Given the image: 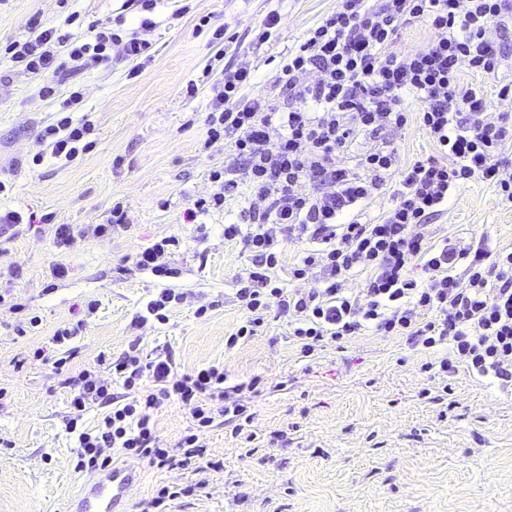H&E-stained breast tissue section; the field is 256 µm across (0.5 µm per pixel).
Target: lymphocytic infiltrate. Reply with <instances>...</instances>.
<instances>
[{"mask_svg":"<svg viewBox=\"0 0 512 512\" xmlns=\"http://www.w3.org/2000/svg\"><path fill=\"white\" fill-rule=\"evenodd\" d=\"M413 20L424 22L433 39L421 50H394L400 28ZM493 27L499 38L490 37ZM511 39L512 0H341L289 50L270 93L247 94L248 68L224 73L213 89L207 141H224L240 164L211 171L221 191L196 198L183 221L223 209L227 192L248 187L244 224L224 227L225 240H243L251 254L250 266L235 279L245 320L228 336L227 348L255 336L273 310L287 318L288 335L304 358L371 329L427 355L422 370L450 378L463 365L512 385V251L492 249L484 238L460 247L423 231L452 193L472 181L492 184L501 205H512V177L501 171V156L512 145V85H500L494 109L484 86L460 81L464 67L496 75ZM116 45L128 60L152 48L139 30L103 27L72 42L36 20L26 41L6 49L25 72L42 78L39 94L47 98L59 91L56 74L111 63ZM410 100L418 112L407 109ZM412 117L434 152L402 169L386 135ZM91 132V124L74 122L67 109L40 141L51 157L71 162L84 153ZM361 138L370 148L347 162ZM387 193L392 206L376 221H364L366 205ZM286 242L305 246L291 278L313 279L315 288L291 289L279 278ZM359 274L363 288H346ZM97 360L111 371V383L86 370L69 383L76 471L108 468L119 454L198 476L181 488L157 489L141 512H171L173 501L206 489V473L221 467L206 443L216 420L230 424L234 438L253 442V415L240 395L255 391L256 382L226 386L223 367L214 364L178 372L165 348L145 357L133 345L121 357L103 351ZM115 383L122 397L113 396ZM169 399L193 419L173 453L159 446L151 416ZM94 409L96 424L82 427Z\"/></svg>","mask_w":512,"mask_h":512,"instance_id":"obj_1","label":"lymphocytic infiltrate"}]
</instances>
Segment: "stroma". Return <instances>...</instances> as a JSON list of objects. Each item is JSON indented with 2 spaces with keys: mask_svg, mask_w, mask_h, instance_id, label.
<instances>
[{
  "mask_svg": "<svg viewBox=\"0 0 512 512\" xmlns=\"http://www.w3.org/2000/svg\"><path fill=\"white\" fill-rule=\"evenodd\" d=\"M188 5L179 13V5ZM338 0H158L150 18L151 55L107 66L68 70L62 91L80 88L75 119L90 121L94 145L75 162L47 157L39 134L62 107L61 95L39 97L40 82L0 52V213L52 216L82 231L103 224L113 205L128 210V225L105 237H87L59 251L51 230L0 229V512H74L72 498L89 476L75 471V442L66 429L67 378L97 372V356H120L130 344L149 355L169 347L179 371L222 364L227 385L261 377L260 394L244 393L257 438L244 444L230 428L207 435L210 454L224 463L203 495L175 501L172 512H512V396L498 382L459 368L450 380L423 371L398 339L361 332L328 344L316 358H298L287 318L270 319L258 336L227 348L244 318L234 301L236 276L250 264L242 241H225L224 227L240 223L249 191L238 189L223 210L183 221L197 197L216 192L208 177L232 156L224 143L205 146L212 90L186 93L204 68H249V94L272 89L277 67L307 30L335 12ZM281 25L258 38L270 11ZM78 13L66 24L68 13ZM70 40L88 25L137 28L141 15L126 0H6L0 5V41L22 40L32 17ZM207 26H200V19ZM223 28V42L211 34ZM435 239L470 243L489 238L512 250V208L500 205L491 184L475 181L456 191L428 226ZM180 247L172 257L179 277L122 272L125 258L165 236ZM69 275L52 279V264ZM186 292L166 324L133 326L158 288ZM97 301L86 314L88 301ZM205 316H197L199 306ZM39 316L38 328H29ZM85 325L68 347L51 344L57 327ZM48 359H34L36 349ZM66 357L65 366L56 358ZM450 383L455 406L440 415L423 389ZM161 447L174 449L192 425L188 409L168 400L154 414ZM139 480L127 510L164 485L194 483L193 473L137 461Z\"/></svg>",
  "mask_w": 512,
  "mask_h": 512,
  "instance_id": "stroma-1",
  "label": "stroma"
}]
</instances>
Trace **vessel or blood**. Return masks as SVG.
<instances>
[{"label": "vessel or blood", "mask_w": 512, "mask_h": 512, "mask_svg": "<svg viewBox=\"0 0 512 512\" xmlns=\"http://www.w3.org/2000/svg\"><path fill=\"white\" fill-rule=\"evenodd\" d=\"M137 475L133 467L98 472L77 494L74 512H125L128 492Z\"/></svg>", "instance_id": "obj_1"}]
</instances>
